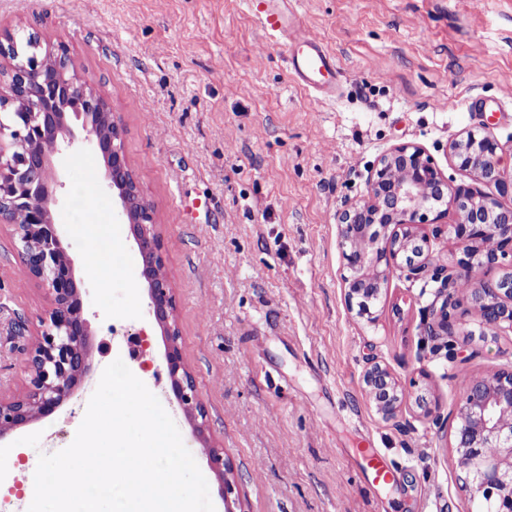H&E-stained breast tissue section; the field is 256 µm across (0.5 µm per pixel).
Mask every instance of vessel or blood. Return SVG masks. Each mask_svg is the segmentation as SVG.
Listing matches in <instances>:
<instances>
[{
  "instance_id": "b4317fda",
  "label": "vessel or blood",
  "mask_w": 512,
  "mask_h": 512,
  "mask_svg": "<svg viewBox=\"0 0 512 512\" xmlns=\"http://www.w3.org/2000/svg\"><path fill=\"white\" fill-rule=\"evenodd\" d=\"M258 25L269 39L283 36L294 16L296 0H244ZM290 76L299 84L319 91L335 90L340 68L335 55L329 51L318 31L301 27L288 53ZM361 466L377 486H388L394 481L395 471L381 455L364 453Z\"/></svg>"
}]
</instances>
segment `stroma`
Listing matches in <instances>:
<instances>
[{"label":"stroma","mask_w":512,"mask_h":512,"mask_svg":"<svg viewBox=\"0 0 512 512\" xmlns=\"http://www.w3.org/2000/svg\"><path fill=\"white\" fill-rule=\"evenodd\" d=\"M300 2L341 65L334 97L290 77L287 40H268L241 0H0V29L68 45L121 121L208 433L198 438L170 391L132 239L109 286L85 265L77 225L120 219L102 157L82 141L61 161L58 195L73 216L61 230L91 324V370L53 416L0 439V471L68 447L104 368L121 358L174 420L215 512H471L448 414L471 377L512 363V334L483 333L464 305L462 331L427 336L435 285L400 272L374 321L359 318L344 299L336 214L401 143L460 182L448 144L486 123L512 171V0ZM48 308L11 228H0V396L25 391ZM372 360L406 391L397 420L364 393ZM420 389L432 417L418 414ZM208 443L231 470L230 496ZM362 448L394 465V485L370 486Z\"/></svg>","instance_id":"1"}]
</instances>
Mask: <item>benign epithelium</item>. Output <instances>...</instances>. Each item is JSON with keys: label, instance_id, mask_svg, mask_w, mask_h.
<instances>
[{"label": "benign epithelium", "instance_id": "benign-epithelium-1", "mask_svg": "<svg viewBox=\"0 0 512 512\" xmlns=\"http://www.w3.org/2000/svg\"><path fill=\"white\" fill-rule=\"evenodd\" d=\"M76 125L101 153L105 187L116 196L119 217L138 249L149 307L166 336L173 393L186 413L199 409L179 344L172 288L154 274L164 263L154 210L130 168L111 104L79 74L67 47H44L33 33L23 44L0 33V224L13 228L22 266L46 287L50 301L31 353L28 390L0 398V437L54 414L90 370V322L54 218V159L63 145L75 144ZM501 150L484 126L453 139L450 163L469 178L460 183L415 144L396 145L379 157L369 170L366 195L336 217L345 297L358 317L373 319L389 278L400 271L437 284L427 335H455L465 298L483 329L512 333V208L501 203L512 196V174L501 169ZM425 226L435 234L446 229L458 249L454 260L434 262L429 236L421 232ZM472 274L482 279L460 291L458 282ZM362 382L376 411L396 419L406 393L391 370L375 362ZM448 417L456 422L452 448L461 488L487 503V512H512V366L470 378Z\"/></svg>", "mask_w": 512, "mask_h": 512}]
</instances>
